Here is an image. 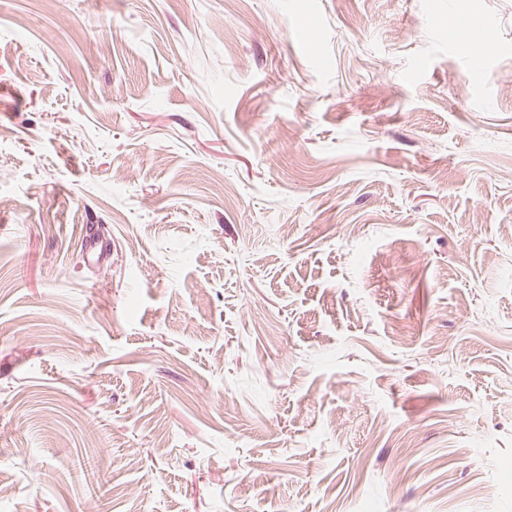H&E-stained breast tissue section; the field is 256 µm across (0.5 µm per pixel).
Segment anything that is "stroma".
I'll use <instances>...</instances> for the list:
<instances>
[{
    "mask_svg": "<svg viewBox=\"0 0 512 512\" xmlns=\"http://www.w3.org/2000/svg\"><path fill=\"white\" fill-rule=\"evenodd\" d=\"M0 482L512 512V0H0Z\"/></svg>",
    "mask_w": 512,
    "mask_h": 512,
    "instance_id": "1",
    "label": "stroma"
}]
</instances>
